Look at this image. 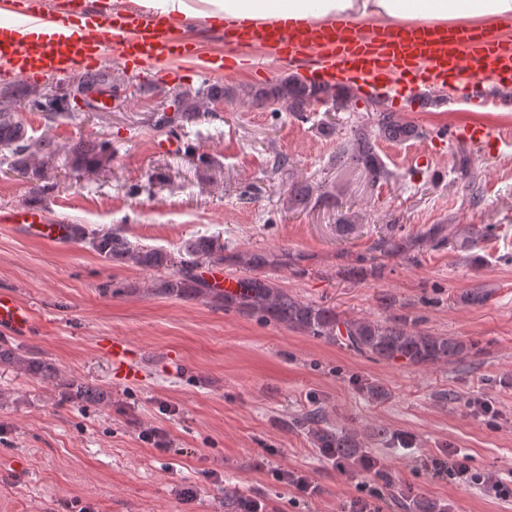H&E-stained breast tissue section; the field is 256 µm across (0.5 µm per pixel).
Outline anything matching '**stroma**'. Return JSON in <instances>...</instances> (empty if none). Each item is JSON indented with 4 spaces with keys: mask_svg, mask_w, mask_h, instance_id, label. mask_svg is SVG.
I'll return each mask as SVG.
<instances>
[{
    "mask_svg": "<svg viewBox=\"0 0 512 512\" xmlns=\"http://www.w3.org/2000/svg\"><path fill=\"white\" fill-rule=\"evenodd\" d=\"M185 33L198 56L133 73L107 60L126 90L104 110L88 111L78 98L69 114L51 119L16 100L29 134L57 147L42 181L48 223L116 228L170 250L217 235L231 256L223 265L231 280L244 274L235 255L287 250L301 255L300 265L272 277L299 299L347 319L401 320L470 340L478 351L429 368L376 361L209 298L153 294L156 272L108 262L89 246L0 233V293L33 314L27 335L0 329V339L111 397L81 406L0 364V512H224L228 487L262 500L266 512H342L367 475L321 457L298 423L315 406L334 428L387 429L386 441L368 442L387 474L375 479L377 489L408 486L450 512H512V497L483 482L512 481V102L475 104L450 89L446 104L425 108L420 94L394 97L367 85L343 109L304 122L235 100L172 135L157 120L176 114L182 92L206 82L254 88L304 79L321 59L316 48L281 56L226 42L223 26L211 22ZM225 55L233 70L200 76L203 59ZM260 65L267 75L257 73ZM382 110L422 126L425 137L377 140L395 174L390 182L371 187L359 173L335 175L338 143ZM471 124L499 131L495 149L449 139V127ZM103 138L112 144L105 172L85 176L65 164L74 145ZM276 152L288 169L272 170ZM466 158L476 181L464 172ZM328 174L332 200L286 208L291 179ZM31 197V179L0 163V212L31 206ZM351 213L358 223L340 224ZM437 224L453 236L470 227L485 235L460 251L428 238ZM387 233L412 241L410 256L384 258L378 277H345ZM474 291L482 303L467 302ZM106 336L128 344L131 377L117 378L100 348ZM370 384L385 398H373ZM480 399L493 413L475 410ZM150 429L164 432L166 450L141 440ZM451 454L466 458L477 482L461 486L437 471L435 461ZM282 470L306 474L316 494H297Z\"/></svg>",
    "mask_w": 512,
    "mask_h": 512,
    "instance_id": "stroma-1",
    "label": "stroma"
}]
</instances>
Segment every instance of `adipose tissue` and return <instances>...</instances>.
I'll return each mask as SVG.
<instances>
[{
	"instance_id": "obj_1",
	"label": "adipose tissue",
	"mask_w": 512,
	"mask_h": 512,
	"mask_svg": "<svg viewBox=\"0 0 512 512\" xmlns=\"http://www.w3.org/2000/svg\"><path fill=\"white\" fill-rule=\"evenodd\" d=\"M152 13L228 27L328 24L339 18L386 26L497 27L512 20V0H137Z\"/></svg>"
}]
</instances>
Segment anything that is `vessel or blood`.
Instances as JSON below:
<instances>
[{"label":"vessel or blood","mask_w":512,"mask_h":512,"mask_svg":"<svg viewBox=\"0 0 512 512\" xmlns=\"http://www.w3.org/2000/svg\"><path fill=\"white\" fill-rule=\"evenodd\" d=\"M43 21L58 26V33L20 36V29ZM72 24L70 16L48 14L39 8L19 13L14 30L0 29V64L10 67L12 76L31 82L48 76L92 74L101 69L109 52L124 63L134 59L161 67L172 57L193 50L190 40L172 34L159 19L137 10L101 18L79 32L65 35V28ZM240 37L242 42L270 44L291 54L319 47L325 55L319 81L329 86L377 81L397 85L411 74L422 87L455 84L467 98L484 104L488 101L486 84L512 80V40H502L488 29L374 30L339 19L323 27L244 29ZM448 135L480 147L498 139L494 129L484 126L452 129ZM10 225L48 241L62 239L67 230L66 225L47 223L38 207L14 212ZM32 323L27 307L12 295L0 294L1 328L23 336Z\"/></svg>","instance_id":"vessel-or-blood-1"}]
</instances>
